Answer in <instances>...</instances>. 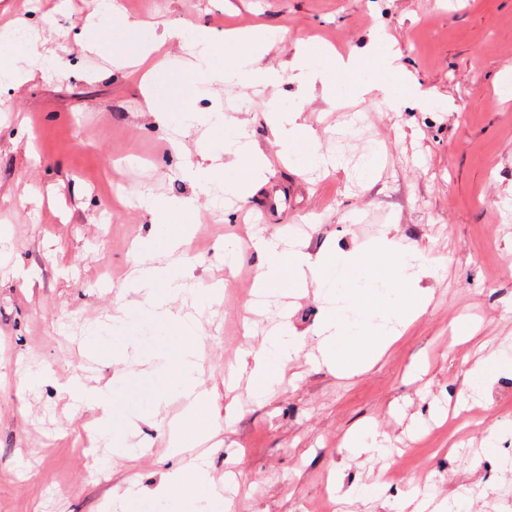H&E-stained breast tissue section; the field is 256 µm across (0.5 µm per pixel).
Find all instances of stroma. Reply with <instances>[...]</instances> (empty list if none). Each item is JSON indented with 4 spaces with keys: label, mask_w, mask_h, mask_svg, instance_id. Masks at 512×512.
I'll use <instances>...</instances> for the list:
<instances>
[{
    "label": "stroma",
    "mask_w": 512,
    "mask_h": 512,
    "mask_svg": "<svg viewBox=\"0 0 512 512\" xmlns=\"http://www.w3.org/2000/svg\"><path fill=\"white\" fill-rule=\"evenodd\" d=\"M93 4L0 0V28L52 29L45 53L65 72L0 83V239L12 266L0 272V512H105L106 493H123L127 477L151 487L178 469L162 428L150 423L141 426L136 462L105 445L90 453L97 414L72 411L64 386L75 375L101 386L116 373L112 353L121 333L111 332V344L101 348L87 334L111 331V310L135 304L136 294L120 289L141 254L128 250V241L149 253L165 234L184 230L192 235L186 259L195 277L221 291L215 302L180 307L201 327L217 419L231 401L230 369L266 336L258 329L246 338L240 330L259 262L256 231L282 234L313 254L359 249L388 234L397 245L420 248L425 262L442 261L426 313L369 370L351 377L316 361L312 329L325 300L291 299L290 320L306 338L287 379L265 403L239 386L232 426L197 449L233 486L238 512H322L321 497L336 483L377 482L394 468L410 475L419 459L408 451L417 420L424 432L448 431L451 449L434 470L438 499L451 502L452 512H499L512 472L483 454L482 441L496 427L508 430L512 444V372L479 395L462 382L476 359L512 341V218L504 216L512 211V92H502L512 89V0H115L114 13L132 20L204 29L226 65L235 52L224 31L233 27L268 31L258 55L277 70L300 41L347 55L385 35L414 83L453 102L450 111L412 100L394 108L346 94L332 105L314 92L304 117L338 165L305 172L278 157L264 95L216 83L208 97H196L178 45L162 47L154 55L162 63L159 109L239 112L272 165L268 182L226 209L209 206L181 173L188 154L225 130L189 120L156 127L138 80L112 64L144 33L117 35L105 22L99 51H86L82 26ZM354 113L363 118L365 139L341 146L336 135ZM270 188L288 193V207L265 224L249 223L253 199ZM158 195L194 200L196 208L153 231L143 205ZM220 239L232 244L234 267L217 258ZM463 319L476 329L468 340L455 331ZM129 333L138 363L123 377L115 417L148 413L159 397L169 416H180L181 400L155 368L156 357L173 350L172 329L150 320ZM366 423L387 435L386 456L338 446ZM462 483L480 487V496L459 492Z\"/></svg>",
    "instance_id": "1"
}]
</instances>
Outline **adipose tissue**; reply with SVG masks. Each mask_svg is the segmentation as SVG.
<instances>
[{
	"label": "adipose tissue",
	"mask_w": 512,
	"mask_h": 512,
	"mask_svg": "<svg viewBox=\"0 0 512 512\" xmlns=\"http://www.w3.org/2000/svg\"><path fill=\"white\" fill-rule=\"evenodd\" d=\"M229 39L239 52L236 62L218 68L214 62L207 33L166 28L152 32L143 43L140 59L150 55L170 42H178L191 58L199 75L197 93L207 96L214 82L221 81L243 88L277 87L284 81L307 86L321 84L324 97L335 101L339 90L346 89L362 97L388 91L393 97L405 93L404 86L396 80L400 51L390 41H381L377 47L367 49L357 56L345 59L324 58L298 46L288 64L287 72L259 65L255 50L265 43L268 34L259 28L239 29L229 32ZM41 41L37 38L16 44L7 34H0V48L25 59V66L7 71V78L16 84L30 82L43 73L37 65L41 59ZM305 99L292 105H282L279 96L269 102L268 122L274 143L281 156L309 166L320 161L317 139L304 119ZM216 122L228 129L229 135L218 146L199 152L197 159L188 160L187 176L195 182L201 194L242 198L250 185L268 180L270 165L252 141L247 124L237 116L215 113ZM184 234H170L163 246L154 251L147 261L137 267L131 284L132 290L142 297V306L148 308L153 319L177 328L179 340L171 357L161 363V370L171 374L174 387L185 402L182 418H158V425L166 426L169 445L182 465L172 475L164 477L154 488L142 486L137 478H130L123 495L114 498L115 512H127L131 503H150L153 512H230L233 502L224 496L222 481L216 480L200 456L194 455L185 437V421L204 413L211 405V397L203 388L202 361L205 345L194 324L186 317L175 314L172 307L185 291V283L192 279L193 270L187 263H174L173 255L187 244ZM303 348L300 335L290 322L284 321L267 337L265 344L255 354L249 370V385L254 397L269 398L288 372L289 365ZM115 386L97 392L85 389L80 378H72L68 395L75 409H95L100 434H114L119 456L135 458L139 448L137 418H130L123 426H115L112 418V397Z\"/></svg>",
	"instance_id": "ef3b65f1"
}]
</instances>
